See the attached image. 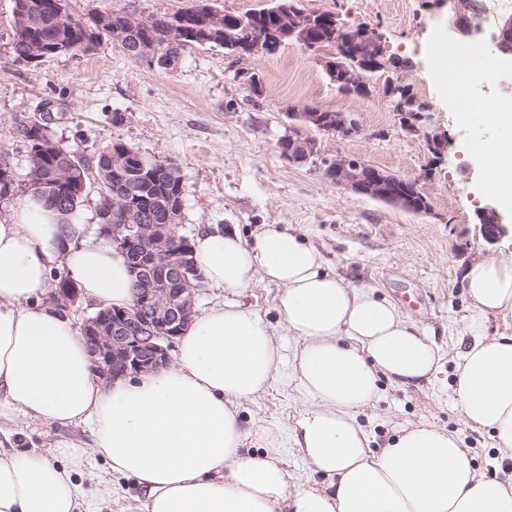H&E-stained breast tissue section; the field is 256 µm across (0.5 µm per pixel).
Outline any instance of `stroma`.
Listing matches in <instances>:
<instances>
[{
  "instance_id": "obj_1",
  "label": "stroma",
  "mask_w": 512,
  "mask_h": 512,
  "mask_svg": "<svg viewBox=\"0 0 512 512\" xmlns=\"http://www.w3.org/2000/svg\"><path fill=\"white\" fill-rule=\"evenodd\" d=\"M72 17L134 13L148 17L191 6L192 0H65ZM306 9L331 11L351 28L378 34L387 52L411 60L402 83L429 106L430 131L444 134L448 147L429 166L423 134L404 132L392 98L383 93L348 96L331 82L313 55L297 45L236 60L222 48L196 47L174 66H148L130 57L112 40L89 53L45 58L38 66L15 62L13 0H0V149L9 154L16 194L0 204V220L12 217L28 197L29 162L16 137L15 119L39 112L45 103L60 109L53 124L56 139L78 156L91 158L115 141L127 143L149 159L168 160L182 175V231L196 237L211 228L237 233L245 242L267 225L290 228L315 247L326 270L355 288L386 298L407 322L428 335L440 353L435 373L426 380L398 384L378 379L375 400L356 419L371 451L390 443L400 429L429 423L457 433L474 469L489 477L512 474V460L494 447L492 431L464 426L455 407L456 368L468 344L483 337L512 334V316H477L471 309L463 274L474 261L512 262V214L502 213L506 233L488 242L476 227L480 208L496 205L480 194L478 171L470 164L468 133L457 121L456 103L439 79L434 48L451 44L455 31L446 8L435 0H303ZM258 72L263 93L252 98L238 77L241 69ZM317 106L351 112L358 135L341 138L316 133L317 154L293 164L282 158L280 140L288 133L289 108ZM349 154L402 176H421L432 210L414 214L357 195L325 175L326 159ZM279 288L253 277L251 285L231 291L211 284L199 291L196 313L235 303L259 316L271 329L281 354L269 386L254 398L238 401L236 415L242 447L276 454L290 487H325L293 441L296 421L306 406L293 378L301 347L278 311ZM18 449L46 453L56 442L91 443L89 426L59 428L14 422ZM100 512H140L142 491L134 478H112V495L89 474L80 477Z\"/></svg>"
}]
</instances>
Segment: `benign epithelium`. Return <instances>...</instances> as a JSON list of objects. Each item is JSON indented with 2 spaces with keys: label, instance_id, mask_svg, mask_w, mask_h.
I'll list each match as a JSON object with an SVG mask.
<instances>
[{
  "label": "benign epithelium",
  "instance_id": "7a95c632",
  "mask_svg": "<svg viewBox=\"0 0 512 512\" xmlns=\"http://www.w3.org/2000/svg\"><path fill=\"white\" fill-rule=\"evenodd\" d=\"M448 7L454 29L472 40L483 39V28L474 22L475 5L472 0H435ZM320 13L297 9L283 18L288 25L287 35L274 33L267 40L251 45L246 50H237L238 59L252 56L260 51L267 53L278 49L284 38H289L303 51L312 53L315 45L308 39L315 18ZM336 53L334 58L323 57L324 68L336 66L344 70V89L350 93L371 95L376 91L366 76V69L351 59V34L356 32L362 40L376 42L379 53L375 57L378 66L392 64L384 51L382 40L374 37L368 29L352 30L341 21H336ZM498 53L506 60L512 58V16L505 19L498 32L491 35ZM400 128L407 133L424 132L429 122V113L414 112L396 105ZM288 136L291 142L283 157L291 163L307 162L317 153L316 140L309 135L312 130L336 134L342 138L361 132L359 121L349 112L336 111L330 115L306 107L300 111L293 108L287 112ZM425 142L431 154L432 164L440 162L447 149V139L438 133L425 132ZM326 176L336 185L358 195L366 196L408 211L426 213L431 203L421 192V179L402 177L373 166L357 157L338 153L326 162ZM481 233L489 241L497 240L506 233L498 211L490 206L477 213ZM112 244L122 253H130L145 262L130 267L137 281L145 279V271H162L148 288L135 290L132 303L124 309H102L87 318L81 325L83 338L91 359V370L96 380L110 383L119 378H136L142 374L168 366V347L181 334L194 316V300L199 290L186 274L184 265L193 254L191 239L177 237L169 224H109ZM81 301L77 288L65 291L54 289L50 302L59 310L68 311Z\"/></svg>",
  "mask_w": 512,
  "mask_h": 512
}]
</instances>
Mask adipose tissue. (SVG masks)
Returning <instances> with one entry per match:
<instances>
[{
    "instance_id": "1",
    "label": "adipose tissue",
    "mask_w": 512,
    "mask_h": 512,
    "mask_svg": "<svg viewBox=\"0 0 512 512\" xmlns=\"http://www.w3.org/2000/svg\"><path fill=\"white\" fill-rule=\"evenodd\" d=\"M463 109L477 115L467 155L481 189L510 210L512 113L487 98ZM193 250L212 284L242 290L257 272L279 286V313L302 341L295 378L310 401L294 442L329 488H290L276 457L240 450L232 403L261 393L281 355L268 325L239 305L193 319L172 366L97 382L77 329L44 302L50 272L64 268L85 297L115 307L131 302L132 278L111 242L89 238L78 217L61 223L31 196L0 221V423L86 424L94 444L63 441L46 456L1 447L0 512H99L76 480L93 453L107 463L104 492L110 474L137 480L141 512H512V479L476 473L454 432L420 423L370 451L356 412L375 398L379 375L414 383L438 361L395 305L345 285L289 229L267 228L249 244L207 231ZM464 278L479 317L512 314V265L478 261ZM454 392L464 424L493 431L496 448L512 457V335L474 341Z\"/></svg>"
}]
</instances>
